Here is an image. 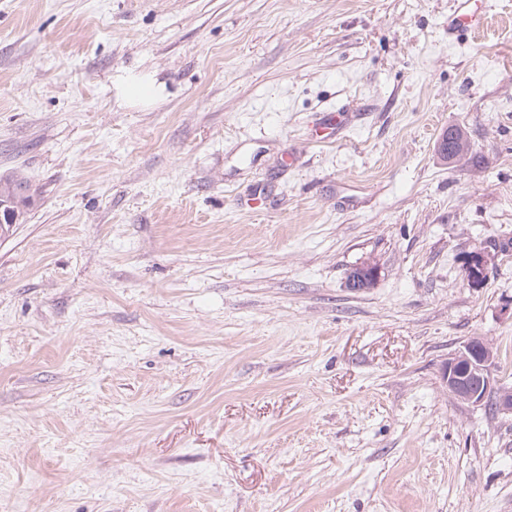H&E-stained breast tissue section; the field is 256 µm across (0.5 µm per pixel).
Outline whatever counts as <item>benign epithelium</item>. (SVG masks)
<instances>
[{"label": "benign epithelium", "mask_w": 512, "mask_h": 512, "mask_svg": "<svg viewBox=\"0 0 512 512\" xmlns=\"http://www.w3.org/2000/svg\"><path fill=\"white\" fill-rule=\"evenodd\" d=\"M1 208L5 209L6 219L0 218V223L5 220L10 224L20 223L28 208L26 184H17L9 200L0 201ZM493 260L494 256L486 252L470 254L464 265L466 280L474 286L481 284ZM376 277L377 268L367 264L350 275L348 286L359 291L368 287ZM495 359L496 353L490 343L472 339L457 356L448 361L445 378L448 389L459 399L482 405L491 397L497 412L509 415L512 414V387L494 379L492 369Z\"/></svg>", "instance_id": "7a95c632"}]
</instances>
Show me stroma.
Wrapping results in <instances>:
<instances>
[{"instance_id":"1","label":"stroma","mask_w":512,"mask_h":512,"mask_svg":"<svg viewBox=\"0 0 512 512\" xmlns=\"http://www.w3.org/2000/svg\"><path fill=\"white\" fill-rule=\"evenodd\" d=\"M486 2L0 0V512H512V415L444 378L480 337L512 385ZM470 4L471 0H457L455 10L448 16V33H476L484 30L488 15L486 12L472 10ZM453 129V132L450 130L449 133L451 137H456L452 139V141L448 142V130L444 131L441 135L439 141V149H443L448 144V152L446 154H441L444 159H448V162H453L465 155L469 152V144L467 139L464 137L463 133L459 129ZM19 179L14 176H1L0 177V195L6 194L7 197L10 196V188L11 185L18 183ZM28 193L29 191L26 188L25 183H18L13 191L12 196L9 200H1L0 201V209L7 205L5 210L6 219L8 224H18L24 216L25 210L28 208ZM494 260V256L486 252H473L469 255L464 265V276L471 285H479L485 278L488 266Z\"/></svg>"}]
</instances>
